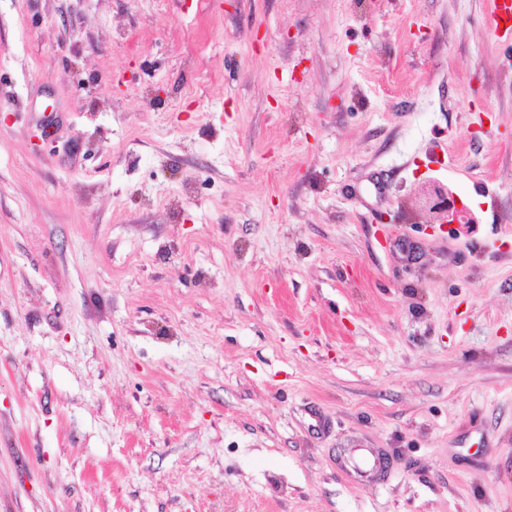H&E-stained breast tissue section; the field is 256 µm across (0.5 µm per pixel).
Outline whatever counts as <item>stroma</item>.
<instances>
[{"mask_svg":"<svg viewBox=\"0 0 512 512\" xmlns=\"http://www.w3.org/2000/svg\"><path fill=\"white\" fill-rule=\"evenodd\" d=\"M487 9L0 0V512H512ZM423 207L435 214L437 218H448L449 224H474L470 211L461 199L455 197L454 193L448 192L438 185H428L423 191ZM460 203V206H457Z\"/></svg>","mask_w":512,"mask_h":512,"instance_id":"1","label":"stroma"}]
</instances>
